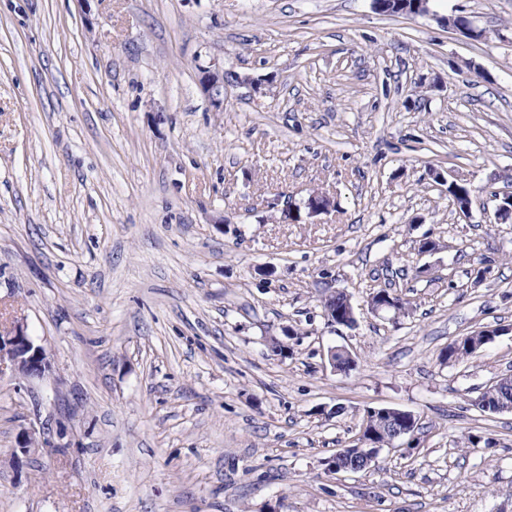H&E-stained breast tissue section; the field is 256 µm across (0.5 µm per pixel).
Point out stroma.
<instances>
[{
	"mask_svg": "<svg viewBox=\"0 0 512 512\" xmlns=\"http://www.w3.org/2000/svg\"><path fill=\"white\" fill-rule=\"evenodd\" d=\"M429 6L0 0V331L51 364L0 368V512H512V412L472 404L512 333L439 362L512 326V0ZM378 407L418 431L327 472ZM33 421L53 445L14 459ZM201 78L203 91L216 108L224 106V69L214 65L213 69L204 70ZM327 297V300L331 303V305L336 306V308H331L326 305L323 300V309L324 315L330 324H340V325H355L356 324V315L355 309L348 299L347 306L345 309V315L343 317L344 311L340 309L345 308L346 297L341 292H332ZM340 310V311H338ZM338 311V312H336ZM348 319H352L353 322H348ZM7 362L24 378L44 377L50 368L44 347L35 344L21 325L0 335V367ZM480 331H484L483 334H481V336H483V343L475 344L473 346L471 355L464 357V355L469 354L467 341H465L462 344L461 348H459L458 350H454L451 348L452 344L454 343V342H452L448 345L446 352L444 354H442V356H441L442 363H445V362L455 363V362H459V360L462 357H464V359H468L469 357H472L473 355H475L477 353V351L483 346L484 343L489 342L496 336L508 334L509 332L512 333V327H508V328L498 327V328H494V329H482V330H479L478 332H480Z\"/></svg>",
	"mask_w": 512,
	"mask_h": 512,
	"instance_id": "obj_1",
	"label": "stroma"
}]
</instances>
